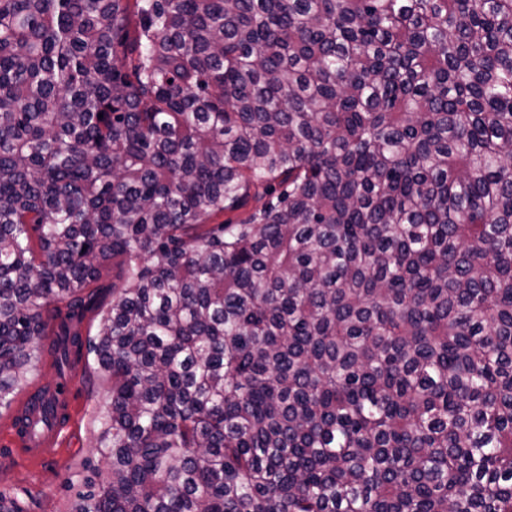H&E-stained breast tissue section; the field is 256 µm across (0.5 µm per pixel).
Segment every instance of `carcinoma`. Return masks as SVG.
Instances as JSON below:
<instances>
[{
	"label": "carcinoma",
	"mask_w": 512,
	"mask_h": 512,
	"mask_svg": "<svg viewBox=\"0 0 512 512\" xmlns=\"http://www.w3.org/2000/svg\"><path fill=\"white\" fill-rule=\"evenodd\" d=\"M43 342L72 512H512V0H0V408Z\"/></svg>",
	"instance_id": "obj_1"
}]
</instances>
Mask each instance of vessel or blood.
Here are the masks:
<instances>
[{
	"mask_svg": "<svg viewBox=\"0 0 512 512\" xmlns=\"http://www.w3.org/2000/svg\"><path fill=\"white\" fill-rule=\"evenodd\" d=\"M73 383L59 382L48 389L45 397H25L16 406L14 424L10 426V439L16 454L32 461H41L57 453L65 440L67 424L52 419L48 403L71 405Z\"/></svg>",
	"mask_w": 512,
	"mask_h": 512,
	"instance_id": "vessel-or-blood-1",
	"label": "vessel or blood"
}]
</instances>
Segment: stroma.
Wrapping results in <instances>:
<instances>
[{
  "label": "stroma",
  "mask_w": 512,
  "mask_h": 512,
  "mask_svg": "<svg viewBox=\"0 0 512 512\" xmlns=\"http://www.w3.org/2000/svg\"><path fill=\"white\" fill-rule=\"evenodd\" d=\"M107 390L106 380L94 365L79 371L67 440L54 457L43 462L11 454L6 445L11 412L0 409V492L17 497L25 512H71L87 475L86 464L101 472L106 469L95 447V419L105 405Z\"/></svg>",
  "instance_id": "35a3bbf8"
}]
</instances>
